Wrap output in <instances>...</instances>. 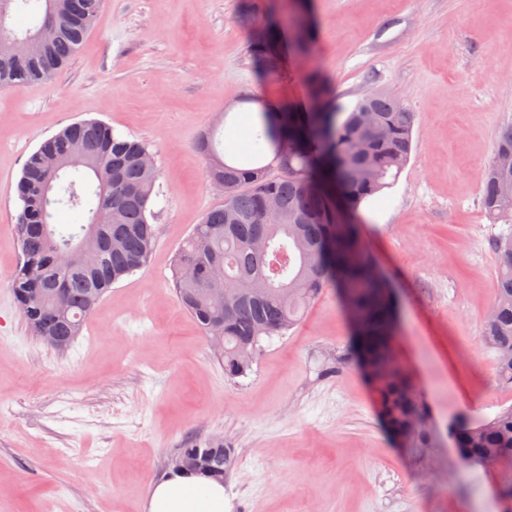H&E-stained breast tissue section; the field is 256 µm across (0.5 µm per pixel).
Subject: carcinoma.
Returning a JSON list of instances; mask_svg holds the SVG:
<instances>
[{"instance_id":"obj_1","label":"carcinoma","mask_w":512,"mask_h":512,"mask_svg":"<svg viewBox=\"0 0 512 512\" xmlns=\"http://www.w3.org/2000/svg\"><path fill=\"white\" fill-rule=\"evenodd\" d=\"M281 24L256 45L276 42L296 26L291 0H279ZM102 7L101 0H9L0 19V86L42 83L77 54ZM25 12L29 26L7 25ZM29 41L15 51L14 38ZM413 113L382 92L369 93L347 112H284L277 125L253 131L254 153L229 163L204 132L197 149L206 178L224 181V202L208 210L175 256L177 299L207 337L224 339V376H244L263 339L282 337L328 288L338 290L356 326L354 352L373 387L380 414L403 442H423L425 412L401 367L391 337L395 302L375 275L362 242V202L390 187L404 169L412 144ZM148 145L95 119L76 121L45 139L24 163L17 185L21 212L16 236L21 262L11 275L13 298L31 332L56 336L70 347L93 310L123 278L145 268L157 244L153 197L160 177L147 165ZM272 160L263 163L266 155ZM280 173H272V168ZM275 199L280 216L269 218ZM481 207L494 224H506L494 242L497 288L481 320L482 338L495 354L497 381L512 387V121L495 138L481 174ZM66 208L73 222L57 224ZM112 225L104 263L62 269L59 255L76 250L99 213ZM224 267V298L211 295L214 266ZM475 458H491L512 474V407L482 421L448 425ZM188 473L222 479L231 449L191 441L177 450Z\"/></svg>"}]
</instances>
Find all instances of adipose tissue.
<instances>
[{
  "instance_id": "ef3b65f1",
  "label": "adipose tissue",
  "mask_w": 512,
  "mask_h": 512,
  "mask_svg": "<svg viewBox=\"0 0 512 512\" xmlns=\"http://www.w3.org/2000/svg\"><path fill=\"white\" fill-rule=\"evenodd\" d=\"M147 512H229L222 483L196 474L173 473L155 484Z\"/></svg>"
}]
</instances>
